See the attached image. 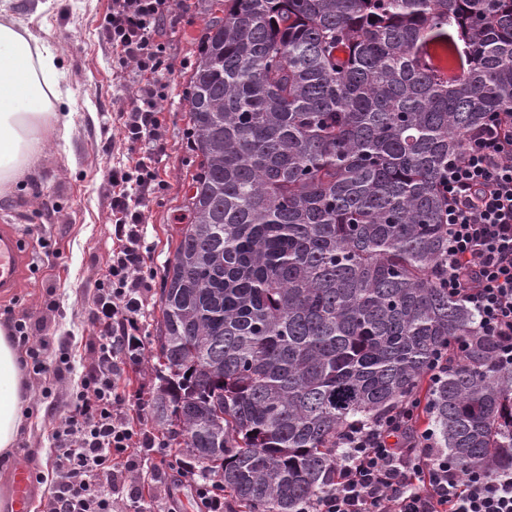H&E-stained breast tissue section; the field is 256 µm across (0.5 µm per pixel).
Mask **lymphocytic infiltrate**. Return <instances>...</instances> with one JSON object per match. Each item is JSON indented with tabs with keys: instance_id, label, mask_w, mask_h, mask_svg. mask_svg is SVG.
Returning <instances> with one entry per match:
<instances>
[{
	"instance_id": "f902f5d3",
	"label": "lymphocytic infiltrate",
	"mask_w": 512,
	"mask_h": 512,
	"mask_svg": "<svg viewBox=\"0 0 512 512\" xmlns=\"http://www.w3.org/2000/svg\"><path fill=\"white\" fill-rule=\"evenodd\" d=\"M170 0H113L107 30L121 61L141 84L123 112L128 169L113 172L110 266L92 313L93 361L76 402L52 439V492L45 512H116L136 507L171 476L192 483L199 512H224V487L203 464L128 413V369L146 349L140 317L152 285L143 275L142 214L128 184L146 193L164 188L156 168L164 149L157 103L161 47L157 22ZM469 148L440 176L448 226V294L468 305L477 333L489 339L502 366L512 367V113L495 114L470 132ZM420 405L407 403L384 420L349 427L336 482L314 512H512V471H461L419 426Z\"/></svg>"
}]
</instances>
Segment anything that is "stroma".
<instances>
[{
	"mask_svg": "<svg viewBox=\"0 0 512 512\" xmlns=\"http://www.w3.org/2000/svg\"><path fill=\"white\" fill-rule=\"evenodd\" d=\"M111 9L112 0H54L42 12L36 0H15L13 6L15 17L36 37L56 45L72 92L67 109L73 123L68 142L46 144L38 179L0 197V225L13 227L30 253L18 288L0 296V323L26 322L30 346L45 347L50 356L65 350L69 368L61 379H47L35 374L33 359L22 356L27 411L11 455L0 457V481L20 464L34 474L46 470L53 430L91 361L97 282L112 254L109 178L127 162L120 112L138 81L135 67L123 65L112 52L106 32ZM202 27L198 0H173L159 22L168 68L162 74L165 149L158 167L166 186L139 202L146 270L157 277L171 252L183 178L196 165L186 146L183 96ZM46 387L53 392L48 399L42 394Z\"/></svg>",
	"mask_w": 512,
	"mask_h": 512,
	"instance_id": "stroma-1",
	"label": "stroma"
}]
</instances>
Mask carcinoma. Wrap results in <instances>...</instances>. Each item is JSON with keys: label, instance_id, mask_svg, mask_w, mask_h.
<instances>
[{"label": "carcinoma", "instance_id": "1", "mask_svg": "<svg viewBox=\"0 0 512 512\" xmlns=\"http://www.w3.org/2000/svg\"><path fill=\"white\" fill-rule=\"evenodd\" d=\"M203 9L155 425L223 483L229 512H310L341 434L412 400L463 470L512 469V369L443 286L438 186L465 134L512 110V0ZM448 36L467 46L455 79L423 54Z\"/></svg>", "mask_w": 512, "mask_h": 512}]
</instances>
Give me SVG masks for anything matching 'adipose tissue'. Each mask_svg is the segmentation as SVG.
I'll list each match as a JSON object with an SVG mask.
<instances>
[{
  "label": "adipose tissue",
  "mask_w": 512,
  "mask_h": 512,
  "mask_svg": "<svg viewBox=\"0 0 512 512\" xmlns=\"http://www.w3.org/2000/svg\"><path fill=\"white\" fill-rule=\"evenodd\" d=\"M0 0V189L33 172L47 133L68 140L70 97L50 42L18 24ZM24 370L11 335L0 327V453L10 451L22 422Z\"/></svg>",
  "instance_id": "1"
}]
</instances>
